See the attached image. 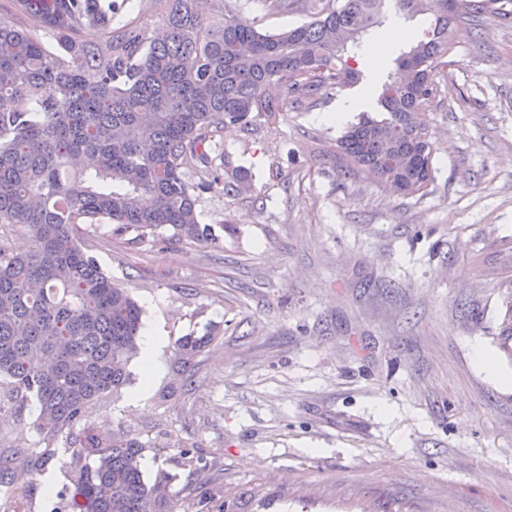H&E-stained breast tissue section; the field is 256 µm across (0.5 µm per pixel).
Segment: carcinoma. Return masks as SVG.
<instances>
[{
    "mask_svg": "<svg viewBox=\"0 0 512 512\" xmlns=\"http://www.w3.org/2000/svg\"><path fill=\"white\" fill-rule=\"evenodd\" d=\"M387 0H321L312 20L277 31L234 14L226 0H153L167 22L162 41L129 18L112 26L98 0H11L0 15V224L30 237L23 254L0 243V401L37 400L45 448L0 451V487L57 457L72 491L66 512H187L173 476L144 480L149 443L85 421L94 402L129 382L142 307L82 248V225L108 221L143 240L161 229L211 240L196 191L235 199L251 185L243 167H212L227 125L275 130L288 106L359 80L364 38L382 26ZM403 15L430 14L423 37L393 63L378 95L382 115L365 113L336 139L343 179L383 182L400 196L427 189L434 144L427 108L435 75L452 49L454 23L468 12L497 14L498 0H394ZM88 26L104 31L94 44ZM48 33L49 49L36 35ZM271 84L282 95L267 93ZM500 348L512 354V295L504 300ZM215 341L181 336L182 370Z\"/></svg>",
    "mask_w": 512,
    "mask_h": 512,
    "instance_id": "obj_1",
    "label": "carcinoma"
}]
</instances>
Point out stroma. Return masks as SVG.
Returning a JSON list of instances; mask_svg holds the SVG:
<instances>
[{
    "mask_svg": "<svg viewBox=\"0 0 512 512\" xmlns=\"http://www.w3.org/2000/svg\"><path fill=\"white\" fill-rule=\"evenodd\" d=\"M230 2L267 30L309 19ZM500 3L502 15L454 26L429 109L426 192L337 176L329 152L356 117L327 120L342 98L330 90L276 131L225 128V159L253 181L238 200L200 194L214 242L137 241L111 224L84 235L165 342L139 398L135 359L129 385L86 419L151 439L150 482L190 449L204 468L173 488L191 512H219L228 495L239 512H512V357L498 343L512 268V0ZM210 332L183 375L175 340ZM38 414L32 400L0 404V439L40 448ZM72 452L59 439L32 482L0 489V512H58L46 491L63 488Z\"/></svg>",
    "mask_w": 512,
    "mask_h": 512,
    "instance_id": "1",
    "label": "stroma"
}]
</instances>
